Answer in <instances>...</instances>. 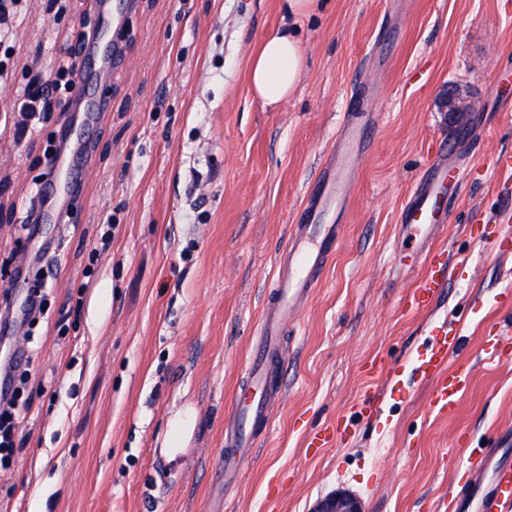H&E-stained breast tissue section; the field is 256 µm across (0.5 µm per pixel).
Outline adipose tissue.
<instances>
[{"mask_svg": "<svg viewBox=\"0 0 512 512\" xmlns=\"http://www.w3.org/2000/svg\"><path fill=\"white\" fill-rule=\"evenodd\" d=\"M314 0H287L288 24L266 37L249 63L251 90L263 105L275 107L295 90L305 68V52L296 23L313 7Z\"/></svg>", "mask_w": 512, "mask_h": 512, "instance_id": "adipose-tissue-1", "label": "adipose tissue"}]
</instances>
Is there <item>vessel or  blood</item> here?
Segmentation results:
<instances>
[{"mask_svg": "<svg viewBox=\"0 0 512 512\" xmlns=\"http://www.w3.org/2000/svg\"><path fill=\"white\" fill-rule=\"evenodd\" d=\"M79 90L74 111L84 115L103 112L107 104L97 98L95 88L101 68L94 44L83 49ZM370 129L366 121L350 117L336 138L332 150L320 168L309 200L291 233L287 248L280 254L274 281L260 322V331L249 352L245 376L234 398L232 420L224 431L225 476L237 473L250 455L254 430L268 425L272 414L273 383L282 365L281 344L288 323L298 304L317 286L341 240L338 218L349 203ZM460 178L458 169L446 161L427 168L400 213V224L407 230L431 233L446 219V203ZM451 268L445 250H437L430 260L421 284L408 295L412 308L434 303L442 292ZM452 337H437L422 355L418 369L435 383L431 405L437 410L452 409L470 380L466 369L449 371L448 355ZM483 512H512V464L499 463L490 490L483 496Z\"/></svg>", "mask_w": 512, "mask_h": 512, "instance_id": "vessel-or-blood-1", "label": "vessel or blood"}]
</instances>
